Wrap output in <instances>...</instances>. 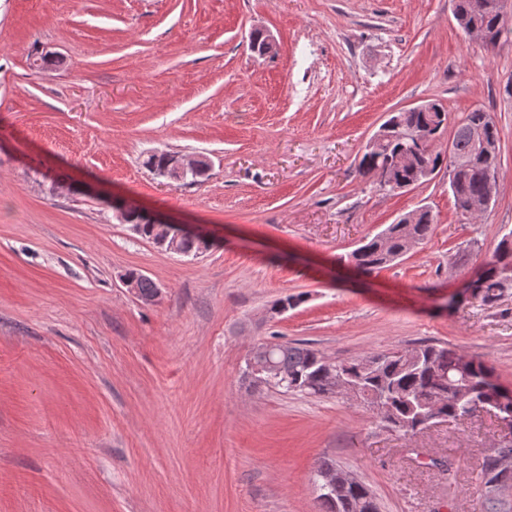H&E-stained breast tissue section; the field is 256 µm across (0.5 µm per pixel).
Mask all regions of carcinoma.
<instances>
[{
	"label": "carcinoma",
	"mask_w": 512,
	"mask_h": 512,
	"mask_svg": "<svg viewBox=\"0 0 512 512\" xmlns=\"http://www.w3.org/2000/svg\"><path fill=\"white\" fill-rule=\"evenodd\" d=\"M455 13L481 31L482 43L494 47L503 32L497 15L488 8H478L475 0H456ZM438 112H395L388 122L390 135L377 152L365 151L359 161V173L372 179L378 190L392 195L394 185L415 180L411 166L388 164L402 149L400 135L415 134L424 138L421 162L437 166L445 155L438 144L448 129V111L436 103ZM486 127L488 148L478 152L470 136V128ZM499 141V130L491 116L481 108L467 112L464 124L455 127L454 153L467 161L468 167L460 172L457 182L449 186L456 210L466 208L469 200L482 195L484 176L496 171L500 159L491 148ZM435 217L424 208L410 224H389L367 240L358 250L349 254L363 272L382 270L409 252L411 244H420L434 232ZM512 269V231L503 235L492 255L483 263V273L477 281L476 291L482 300L494 302L503 290L502 271ZM256 363L269 365L275 371L250 379L249 385L273 388L284 393H300L310 397L335 396L333 384L343 381L358 393L360 403L369 408L383 427L414 436L426 429L434 417L460 420L479 412H492L512 423V399L505 400L503 390L493 380L491 370L480 360L469 359L461 364L462 356L447 346L423 344L411 350L373 352L362 358L336 360L324 363L319 351L296 343L276 342L273 346L262 343L252 349ZM512 456V440L485 454L480 463L481 483L486 490L487 512H498V494L508 488L497 482L494 473L498 457ZM434 467L452 482L458 468L442 458H431L425 463ZM320 512H379L372 491L361 481L336 489V499L317 495Z\"/></svg>",
	"instance_id": "obj_1"
}]
</instances>
